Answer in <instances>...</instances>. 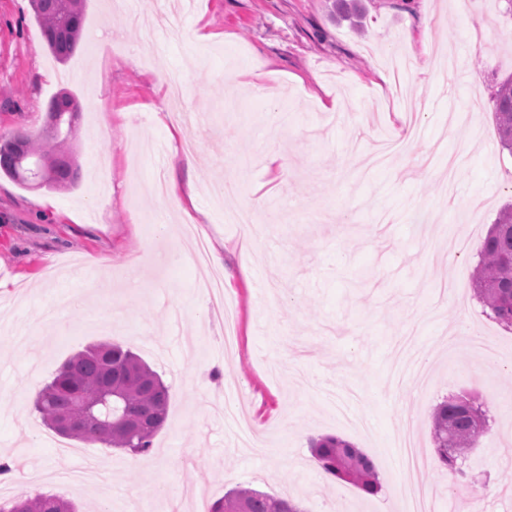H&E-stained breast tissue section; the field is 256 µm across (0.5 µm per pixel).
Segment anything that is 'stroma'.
I'll use <instances>...</instances> for the list:
<instances>
[{
    "label": "stroma",
    "instance_id": "1",
    "mask_svg": "<svg viewBox=\"0 0 512 512\" xmlns=\"http://www.w3.org/2000/svg\"><path fill=\"white\" fill-rule=\"evenodd\" d=\"M333 0H192L168 37L157 11L176 0H85L84 35L72 57L49 52L31 0H0V136L43 133L48 104L70 92L79 105L71 149L80 178L70 189H30L0 173V456L19 480L10 498L51 491L79 512H196L238 487L301 501L306 512H386L409 474L386 453L405 421L433 451L431 421L446 397L466 394L489 431L461 463L424 473L432 512H512V331L477 303L479 247L512 203V154L498 145L491 96L512 76V13L505 0H360V23L333 18ZM204 16L220 42L194 39ZM110 46L93 47L99 36ZM442 49L458 60L446 84L428 72ZM410 58L398 85L426 100L406 156L371 167L377 142L396 135L403 102L384 83L388 59ZM276 72L268 95L229 87L238 72ZM178 73L183 105L156 93ZM335 102V112L323 103ZM181 127L192 151L200 230L225 247V307L238 342L225 371L224 307L195 284L209 266L172 264L151 185L159 169L134 150L165 138L157 111ZM288 154L286 181L267 167L269 145ZM112 205L98 212L102 163ZM253 211L256 237L239 243L227 212ZM470 239L449 255L448 235ZM105 256L108 271L91 263ZM142 275L127 286L128 269ZM110 277L112 289L93 286ZM86 294L66 334L44 319L62 295ZM499 357L449 351L457 322ZM99 342L130 348L158 372L170 397L152 452L82 444L77 455L47 444L36 391L74 353ZM332 435L373 461L377 495L308 469L309 441Z\"/></svg>",
    "mask_w": 512,
    "mask_h": 512
}]
</instances>
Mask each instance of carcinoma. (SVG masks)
Segmentation results:
<instances>
[{"label":"carcinoma","instance_id":"1","mask_svg":"<svg viewBox=\"0 0 512 512\" xmlns=\"http://www.w3.org/2000/svg\"><path fill=\"white\" fill-rule=\"evenodd\" d=\"M51 54L67 60L77 49L83 30L84 0H32ZM492 102L498 141L512 153V78L498 84ZM49 111L79 112L68 92L55 95ZM74 129L34 138L28 133L0 142V170L26 186L61 189L79 178L69 150ZM475 274V290L484 312L506 329H512V207L504 210L484 238ZM112 385V426L103 419L83 415L84 403ZM169 388L131 349L103 342L71 356L36 394L34 409L49 429L71 440L100 443L146 456L167 418ZM75 421L67 432L58 431L62 417ZM488 431L481 407L466 396H451L433 414L432 438L439 465L457 471V460L475 447ZM313 455L326 473L347 480L369 495L381 484L372 460L351 443L335 436L311 442ZM0 512H75L72 504L53 494L0 502ZM211 512H304L288 498L238 488L218 499Z\"/></svg>","mask_w":512,"mask_h":512}]
</instances>
